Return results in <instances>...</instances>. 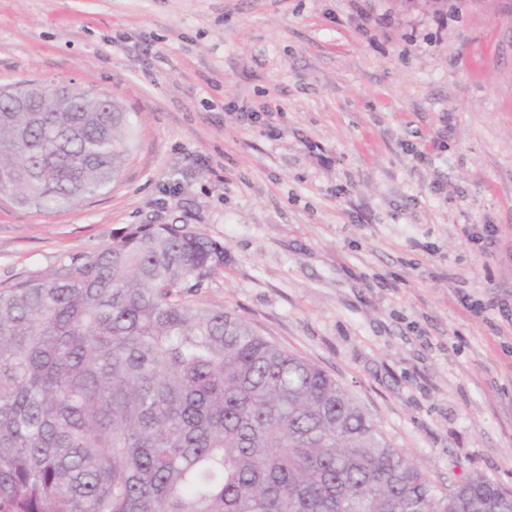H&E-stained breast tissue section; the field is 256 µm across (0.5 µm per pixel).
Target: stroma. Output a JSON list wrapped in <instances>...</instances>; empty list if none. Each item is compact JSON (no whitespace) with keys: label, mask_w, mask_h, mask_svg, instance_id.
<instances>
[{"label":"stroma","mask_w":512,"mask_h":512,"mask_svg":"<svg viewBox=\"0 0 512 512\" xmlns=\"http://www.w3.org/2000/svg\"><path fill=\"white\" fill-rule=\"evenodd\" d=\"M24 80L107 92L134 148L105 194L0 202V286L183 225L224 247L197 301L436 486L512 490V0H0V87Z\"/></svg>","instance_id":"stroma-1"}]
</instances>
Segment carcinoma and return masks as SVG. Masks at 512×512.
<instances>
[{"label":"carcinoma","mask_w":512,"mask_h":512,"mask_svg":"<svg viewBox=\"0 0 512 512\" xmlns=\"http://www.w3.org/2000/svg\"><path fill=\"white\" fill-rule=\"evenodd\" d=\"M72 93L0 112V200L119 181L129 113ZM223 266L218 242L140 224L0 289V512H512L479 475L436 487L318 365L190 300Z\"/></svg>","instance_id":"cac0c4a2"}]
</instances>
